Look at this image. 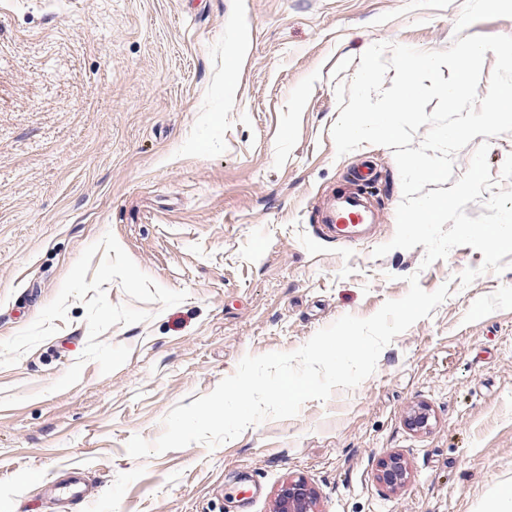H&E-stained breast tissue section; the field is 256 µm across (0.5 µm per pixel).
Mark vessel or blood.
<instances>
[{"mask_svg":"<svg viewBox=\"0 0 512 512\" xmlns=\"http://www.w3.org/2000/svg\"><path fill=\"white\" fill-rule=\"evenodd\" d=\"M321 222L336 238L361 241L365 239L366 231L373 226L375 219L363 191L343 189L337 192L330 204L323 207ZM58 492L67 499L86 501L81 469H72L70 480L60 483Z\"/></svg>","mask_w":512,"mask_h":512,"instance_id":"obj_1","label":"vessel or blood"}]
</instances>
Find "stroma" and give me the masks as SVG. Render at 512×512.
<instances>
[{
    "label": "stroma",
    "mask_w": 512,
    "mask_h": 512,
    "mask_svg": "<svg viewBox=\"0 0 512 512\" xmlns=\"http://www.w3.org/2000/svg\"><path fill=\"white\" fill-rule=\"evenodd\" d=\"M462 7L0 0V512H272L291 476L318 512H482L512 484V266L464 288L471 247L374 257L402 200L393 151L340 156L331 135L370 46L447 49ZM366 168L379 224L344 244L318 211ZM413 274L448 298L354 389L214 448L128 454L243 357L370 317ZM75 466L91 506L51 496ZM409 478L407 464L397 453H390L379 464L376 479L389 491L402 487Z\"/></svg>",
    "instance_id": "stroma-1"
}]
</instances>
